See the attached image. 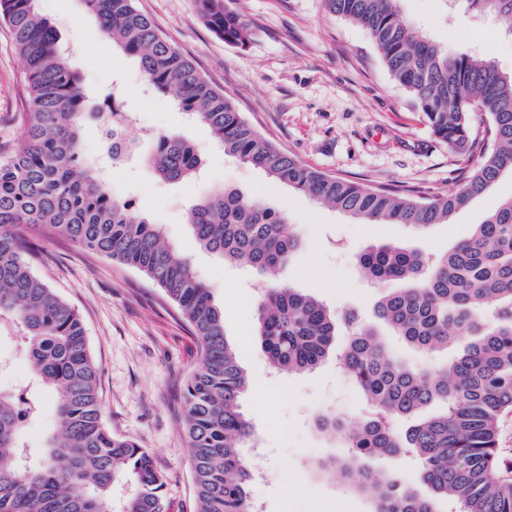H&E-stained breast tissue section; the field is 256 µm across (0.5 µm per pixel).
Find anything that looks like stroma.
I'll return each mask as SVG.
<instances>
[{
    "mask_svg": "<svg viewBox=\"0 0 512 512\" xmlns=\"http://www.w3.org/2000/svg\"><path fill=\"white\" fill-rule=\"evenodd\" d=\"M160 31L224 89L261 134L303 164L325 174L378 188L420 189L445 195L463 186L468 154L448 148L431 132L407 91L380 61L368 33L328 12L323 0H234L253 25L249 46L224 43L197 14L194 0H139ZM403 20L455 53L493 60L512 73V36L493 19L466 12L453 0H398ZM65 45L84 48L75 58L85 89L112 92L116 106L140 115L126 130L134 148L121 160L103 152L100 122L81 131L82 154L99 164L106 183L129 213L162 225L187 255L224 312V331L252 383H267L265 399L248 392L243 409L253 425L252 459L261 472L251 488L263 512H371L369 499L321 473L318 461L347 455L341 441L317 432L316 415L336 411L354 419L360 390L336 369L335 358L292 375L272 376L254 337L259 275L200 250L189 215L203 196L239 189L280 209L301 249L278 282L321 300L330 310L354 309L373 319L384 287L368 283L357 258L370 247L394 244L443 253L467 238L475 224L512 198V173L474 197L449 223L418 234L404 224H362L289 190L263 172L225 157L207 128L188 122L173 97L153 91L133 60L99 36L82 0H37ZM23 62L0 24V160L22 141ZM182 134L204 157L200 179L171 186L140 163L150 134ZM36 273L83 318L100 368L103 421L114 434L146 449L163 477L167 512H195L194 480L181 424V394L199 359L197 341L177 308L139 270L43 236ZM32 375L15 336L0 335V389L22 392Z\"/></svg>",
    "mask_w": 512,
    "mask_h": 512,
    "instance_id": "stroma-1",
    "label": "stroma"
}]
</instances>
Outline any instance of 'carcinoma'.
I'll list each match as a JSON object with an SVG mask.
<instances>
[{
	"label": "carcinoma",
	"instance_id": "carcinoma-1",
	"mask_svg": "<svg viewBox=\"0 0 512 512\" xmlns=\"http://www.w3.org/2000/svg\"><path fill=\"white\" fill-rule=\"evenodd\" d=\"M36 0H0V19L24 60L20 147L0 161V333L22 339L34 379L55 402L57 429L39 461L20 439L39 414L35 395L0 391V512H166L163 479L150 453L117 436L102 419L98 366L84 322L32 272L33 239L49 234L81 250L134 267L153 281L190 325L200 359L182 392L183 430L193 470L197 512H251L252 468L242 447L253 429L243 411L247 374L224 332V313L163 228L129 218L98 172L82 157L81 129L104 123L112 159L121 140L117 113L93 109L71 52ZM97 32L135 59L147 83L175 93L179 109L207 126L224 155L256 168L363 224H446L468 200L512 172V74L490 59L448 52L413 33L397 0H324L326 9L365 29L389 75L410 95L441 142L479 152L480 162L452 195L395 192L326 175L262 136L223 89L164 37L138 0H82ZM512 32V0H462ZM199 16L224 42L254 38L232 0H195ZM486 117L481 137L473 118ZM145 163L159 178L181 183L202 168L196 147L180 135H158ZM190 228L203 250L268 276L257 306L255 337L272 368L314 369L336 356L361 390L366 408L351 426L334 413L315 428L339 439L348 454L319 462L367 495L373 512H512V461L497 445L501 415L512 410V199L475 225L446 253L383 244L360 254L362 275L398 282L377 304V322L336 313L319 299L274 281L301 247L282 211L240 191L212 192L192 208ZM427 357L460 342L443 366L415 367L391 355L379 327ZM348 342L336 352V338ZM439 404L437 414L421 415ZM413 456L423 495L399 473H375L365 461Z\"/></svg>",
	"mask_w": 512,
	"mask_h": 512
}]
</instances>
